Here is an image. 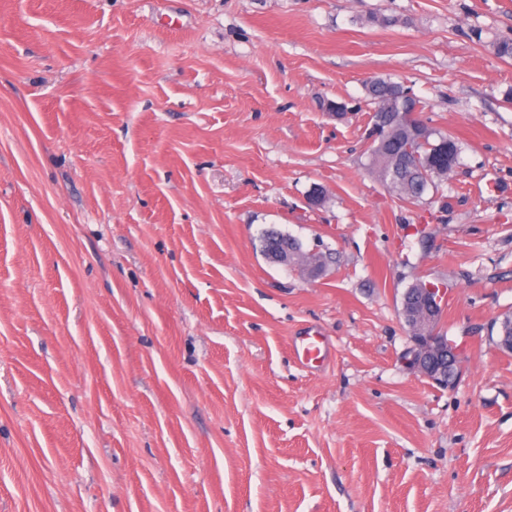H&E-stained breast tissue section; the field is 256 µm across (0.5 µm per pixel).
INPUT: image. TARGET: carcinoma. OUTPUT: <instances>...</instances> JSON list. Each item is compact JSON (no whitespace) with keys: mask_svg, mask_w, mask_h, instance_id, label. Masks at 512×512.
<instances>
[{"mask_svg":"<svg viewBox=\"0 0 512 512\" xmlns=\"http://www.w3.org/2000/svg\"><path fill=\"white\" fill-rule=\"evenodd\" d=\"M367 99L370 104L387 94L408 90L404 84L392 81L388 78L376 77L366 83ZM380 126L387 127L404 136V145L408 146V153L401 152V147L395 144L382 148L378 145L370 146L372 167L379 180L400 197L418 201L422 199L428 188L436 187L435 179L448 174V166L455 165L459 155L457 142L447 135L428 126L414 132L407 124L400 112H379L375 115ZM281 239L288 245V254L302 257L313 266L312 273L317 275L321 271V265L314 256L303 251L302 243L281 231L267 229L260 236L261 251L265 252L275 239ZM425 284L416 282L409 287L403 295L402 314L405 322L414 328L426 326L419 322L425 312H431V328H436L442 317L443 309L435 296H429L426 307H418L412 302L414 292Z\"/></svg>","mask_w":512,"mask_h":512,"instance_id":"1","label":"carcinoma"}]
</instances>
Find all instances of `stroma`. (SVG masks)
I'll list each match as a JSON object with an SVG mask.
<instances>
[{
    "instance_id": "stroma-1",
    "label": "stroma",
    "mask_w": 512,
    "mask_h": 512,
    "mask_svg": "<svg viewBox=\"0 0 512 512\" xmlns=\"http://www.w3.org/2000/svg\"><path fill=\"white\" fill-rule=\"evenodd\" d=\"M506 39L512 0H0V512H512ZM375 77L460 146L421 202ZM369 104H376L375 100L387 94L410 91L403 83L392 81L388 78L376 77L366 83L365 86ZM278 237H280V239L288 245V251L285 250L270 253L271 258H273L276 261L288 264V255L302 257L308 261V265H314L311 274L317 275L320 273L322 267L320 264H318L317 258L315 256L310 257L305 251H303L302 243L298 239L288 234H285L281 231L274 229H266L265 231L262 232L260 236L261 252L264 254L265 251H267L268 248L270 247L272 241L277 239ZM423 284L421 282H416L412 284L409 287V290L403 295V302H402V314L404 316L405 322L412 324V326L416 329H419V318H423L425 315V310L431 312V329H435L437 323L442 317L443 309L440 304V302H437L435 300L436 295L429 296V303L426 306V308L423 307H417L415 304L416 302H412V297L414 295V292L416 291V288H424L426 293H434L439 291V295L441 296V292L439 288H434L431 285ZM409 324H407L409 326ZM420 326L426 327L427 324L422 322ZM413 334L415 333H412V339L416 349L412 361L417 370L435 383L452 387L455 382L448 385V373H445L442 361L448 354V350L455 353V346L445 340L444 336H437L435 331H426L415 337ZM459 363V356L455 353L450 366L449 381L459 374ZM295 351L300 361L305 365H317L324 357V340L321 336H303L299 345H295Z\"/></svg>"
}]
</instances>
